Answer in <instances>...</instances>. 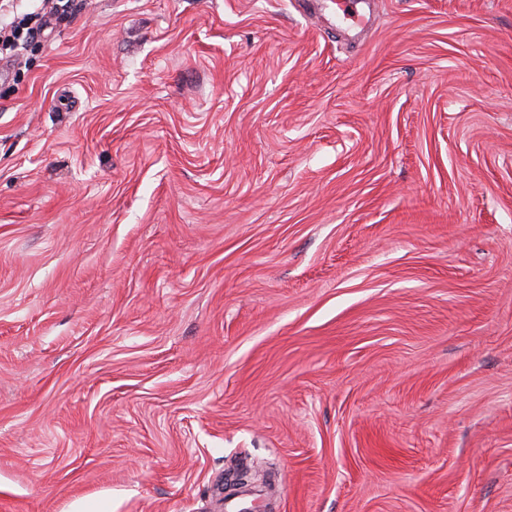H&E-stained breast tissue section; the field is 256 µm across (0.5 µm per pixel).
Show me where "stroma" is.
I'll return each instance as SVG.
<instances>
[{
  "instance_id": "1",
  "label": "stroma",
  "mask_w": 512,
  "mask_h": 512,
  "mask_svg": "<svg viewBox=\"0 0 512 512\" xmlns=\"http://www.w3.org/2000/svg\"><path fill=\"white\" fill-rule=\"evenodd\" d=\"M372 8L0 59V512H512V0Z\"/></svg>"
}]
</instances>
